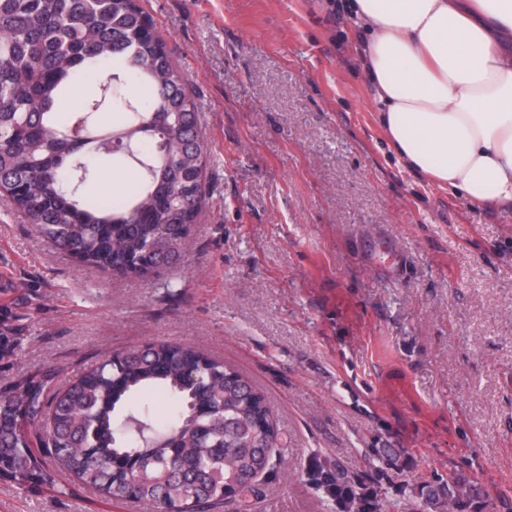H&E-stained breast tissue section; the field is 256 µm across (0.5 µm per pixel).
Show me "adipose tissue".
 <instances>
[{
  "label": "adipose tissue",
  "instance_id": "ef3b65f1",
  "mask_svg": "<svg viewBox=\"0 0 512 512\" xmlns=\"http://www.w3.org/2000/svg\"><path fill=\"white\" fill-rule=\"evenodd\" d=\"M390 150L467 206H512V0H353Z\"/></svg>",
  "mask_w": 512,
  "mask_h": 512
}]
</instances>
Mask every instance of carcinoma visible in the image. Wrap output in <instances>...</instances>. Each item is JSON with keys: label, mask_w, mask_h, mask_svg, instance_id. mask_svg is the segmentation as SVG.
Wrapping results in <instances>:
<instances>
[{"label": "carcinoma", "mask_w": 512, "mask_h": 512, "mask_svg": "<svg viewBox=\"0 0 512 512\" xmlns=\"http://www.w3.org/2000/svg\"><path fill=\"white\" fill-rule=\"evenodd\" d=\"M137 0H0V181L24 188L12 200L51 246L85 267L126 275L148 253L182 252L206 201L208 148L196 135V105L186 73ZM95 92L83 110L60 119L77 82ZM115 84L143 99L112 105L124 114L109 128L89 121L90 106ZM153 139L136 159L137 187L106 202L84 187L95 158ZM21 344L0 322V357ZM46 371L0 390V475L21 485L49 484L47 461L84 487L115 500L148 501L158 512H253L267 486L288 470L283 438L264 396L232 365L182 343L158 341L104 358L54 390ZM174 400L156 422L145 389ZM378 473L397 454L371 448ZM330 512H387L368 474L314 452L298 469ZM413 512H479L478 489L448 479L400 489Z\"/></svg>", "instance_id": "obj_1"}]
</instances>
